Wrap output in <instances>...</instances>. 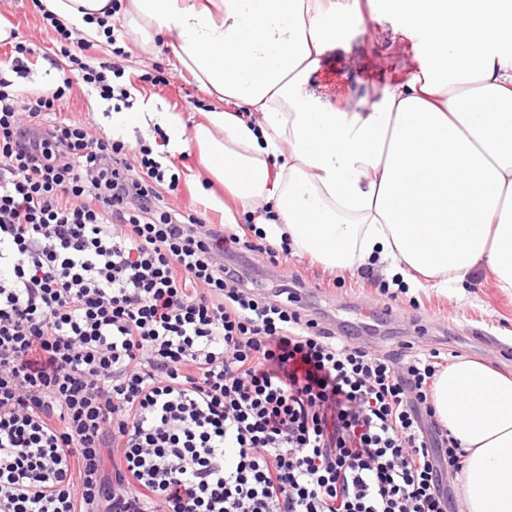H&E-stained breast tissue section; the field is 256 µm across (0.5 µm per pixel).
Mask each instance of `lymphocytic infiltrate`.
Masks as SVG:
<instances>
[{"mask_svg": "<svg viewBox=\"0 0 512 512\" xmlns=\"http://www.w3.org/2000/svg\"><path fill=\"white\" fill-rule=\"evenodd\" d=\"M60 29L0 47V512H450L464 453L437 420V350L384 354L249 288L236 231L167 203L151 145L58 114L134 83ZM117 460L106 467V457Z\"/></svg>", "mask_w": 512, "mask_h": 512, "instance_id": "obj_1", "label": "lymphocytic infiltrate"}]
</instances>
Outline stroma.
I'll use <instances>...</instances> for the list:
<instances>
[{
    "label": "stroma",
    "mask_w": 512,
    "mask_h": 512,
    "mask_svg": "<svg viewBox=\"0 0 512 512\" xmlns=\"http://www.w3.org/2000/svg\"><path fill=\"white\" fill-rule=\"evenodd\" d=\"M0 16L30 45L51 48L56 33L44 27L32 0H5ZM398 22L389 16L366 18L363 26L350 28L346 39L351 52L336 49L326 53L315 87L323 99L341 105L350 90L378 94L392 81L409 77L417 64L416 40L398 33ZM123 48L128 72L138 75L163 71L166 85L147 87L138 96L139 108L177 112L185 128L201 121V109L211 100L192 78L181 72L165 44L146 51L125 36ZM107 104L93 89H79L62 109L88 122L93 135L111 137L112 116ZM248 281L260 284L264 293L292 287L301 282L299 305L305 314L323 325L357 322L364 307L384 314L378 331L362 334L359 343L369 350L385 353L400 341L415 349L439 350L447 361L467 357L512 374V351L502 342L512 336V295L502 293L489 279L441 285L434 282L406 285L395 296L384 295L378 283L363 279L359 272L328 271L296 254L283 255L278 265L266 256L249 254L243 269Z\"/></svg>",
    "instance_id": "stroma-1"
}]
</instances>
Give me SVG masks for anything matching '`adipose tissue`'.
<instances>
[{"label":"adipose tissue","instance_id":"1","mask_svg":"<svg viewBox=\"0 0 512 512\" xmlns=\"http://www.w3.org/2000/svg\"><path fill=\"white\" fill-rule=\"evenodd\" d=\"M65 28L105 41L112 0H40ZM144 44L168 38L179 65L218 101L191 138L176 112L167 152L197 150L223 182L206 205L252 213L273 246L330 270L461 282L481 273L512 295V0H126ZM397 18L419 66L378 98L323 102L313 78L337 31L365 12ZM433 401L466 454V512H512V376L459 359Z\"/></svg>","mask_w":512,"mask_h":512}]
</instances>
